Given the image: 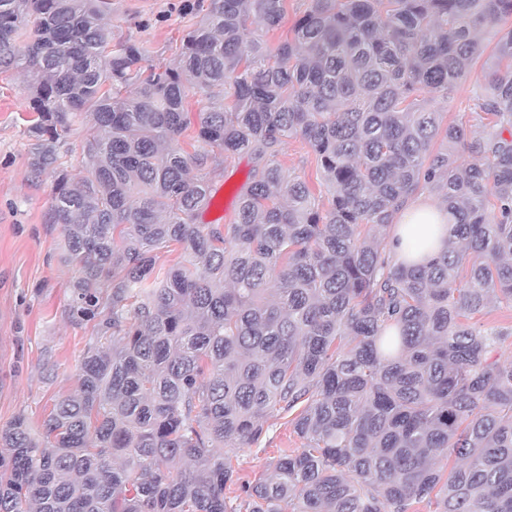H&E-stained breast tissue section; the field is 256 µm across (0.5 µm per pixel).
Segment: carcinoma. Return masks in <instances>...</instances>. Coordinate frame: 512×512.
Returning a JSON list of instances; mask_svg holds the SVG:
<instances>
[{"instance_id": "carcinoma-1", "label": "carcinoma", "mask_w": 512, "mask_h": 512, "mask_svg": "<svg viewBox=\"0 0 512 512\" xmlns=\"http://www.w3.org/2000/svg\"><path fill=\"white\" fill-rule=\"evenodd\" d=\"M109 4L0 0L30 173L55 177L74 308L101 318L42 440L22 416L0 433V512H512L507 333L470 322L512 307V0H311L274 47L244 31L278 32L286 0H210L164 67L112 42ZM487 29L481 132L444 127L434 95ZM89 117L74 178L61 148ZM298 137L319 194L274 161ZM211 148L252 159L232 224L199 223ZM419 192L448 237L398 265L392 217ZM274 411L301 447L244 480L233 461Z\"/></svg>"}]
</instances>
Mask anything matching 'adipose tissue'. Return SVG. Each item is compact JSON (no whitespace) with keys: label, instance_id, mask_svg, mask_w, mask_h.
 I'll list each match as a JSON object with an SVG mask.
<instances>
[{"label":"adipose tissue","instance_id":"1","mask_svg":"<svg viewBox=\"0 0 512 512\" xmlns=\"http://www.w3.org/2000/svg\"><path fill=\"white\" fill-rule=\"evenodd\" d=\"M448 216L431 198L419 194L409 199L393 215V228L389 239V252L398 262L422 264L437 256L442 249V240L447 235ZM433 226L435 241L418 253H411L406 240L412 229L422 225Z\"/></svg>","mask_w":512,"mask_h":512}]
</instances>
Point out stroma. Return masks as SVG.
<instances>
[{
	"label": "stroma",
	"instance_id": "1",
	"mask_svg": "<svg viewBox=\"0 0 512 512\" xmlns=\"http://www.w3.org/2000/svg\"><path fill=\"white\" fill-rule=\"evenodd\" d=\"M196 0H112L105 21L115 40L146 51V62L163 64L175 56L193 21ZM484 78L474 69L435 107L444 123L474 124V99ZM30 91L22 70L0 73V430L17 416L39 428L54 402L76 388L82 353L97 334L96 321L73 316L69 283L73 269L61 259L63 234L46 221L54 196L51 177L31 178L26 119ZM216 201L201 217L205 224H229L235 194L251 167L248 155L229 158ZM262 442L245 450L239 475L263 472L279 449L299 447L288 417H270Z\"/></svg>",
	"mask_w": 512,
	"mask_h": 512
}]
</instances>
